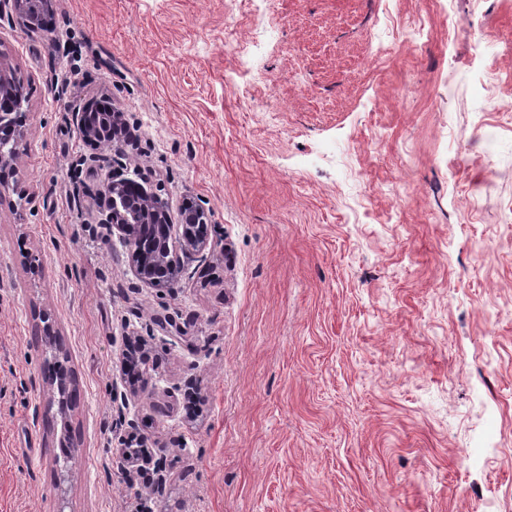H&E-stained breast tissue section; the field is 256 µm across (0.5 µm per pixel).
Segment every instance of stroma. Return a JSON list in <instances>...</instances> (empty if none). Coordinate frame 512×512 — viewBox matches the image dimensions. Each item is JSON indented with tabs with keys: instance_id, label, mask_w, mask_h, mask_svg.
<instances>
[{
	"instance_id": "1",
	"label": "stroma",
	"mask_w": 512,
	"mask_h": 512,
	"mask_svg": "<svg viewBox=\"0 0 512 512\" xmlns=\"http://www.w3.org/2000/svg\"><path fill=\"white\" fill-rule=\"evenodd\" d=\"M45 18L0 0L28 112L0 166V512L511 504L512 55L492 38L512 0H53ZM104 100L172 209L210 213L171 287L137 277L93 201L112 169L77 115ZM53 358L77 390L63 414ZM136 430L161 460L145 491L119 464Z\"/></svg>"
}]
</instances>
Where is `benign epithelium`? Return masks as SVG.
I'll list each match as a JSON object with an SVG mask.
<instances>
[{
  "mask_svg": "<svg viewBox=\"0 0 512 512\" xmlns=\"http://www.w3.org/2000/svg\"><path fill=\"white\" fill-rule=\"evenodd\" d=\"M15 11L27 28H40L45 10L51 7V0H12ZM27 103L21 83L12 67L0 55V118L9 113L12 124L7 141L0 143V165L12 163L17 154L18 136L26 124ZM112 115V153L96 155L94 162L113 164L124 156L125 141L115 134L123 125L120 113ZM83 141L90 146L100 145L101 132L93 122L92 108H86L78 120ZM99 203L107 208L105 223L112 225V235L125 249L129 261L138 277L155 286L171 285L176 282L184 269V260L192 259L208 246L209 214L197 203H186L179 211L178 221H173L167 199L147 187V178L133 183L123 180L106 182L97 189ZM161 224L163 232L181 240L184 258L172 255L170 248L153 251L144 246L140 237V225Z\"/></svg>",
  "mask_w": 512,
  "mask_h": 512,
  "instance_id": "benign-epithelium-1",
  "label": "benign epithelium"
}]
</instances>
